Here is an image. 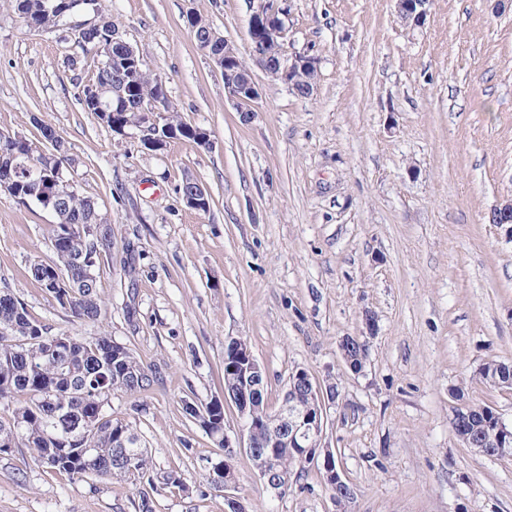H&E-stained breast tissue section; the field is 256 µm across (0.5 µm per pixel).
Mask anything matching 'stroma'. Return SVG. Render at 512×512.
Listing matches in <instances>:
<instances>
[{
  "instance_id": "stroma-1",
  "label": "stroma",
  "mask_w": 512,
  "mask_h": 512,
  "mask_svg": "<svg viewBox=\"0 0 512 512\" xmlns=\"http://www.w3.org/2000/svg\"><path fill=\"white\" fill-rule=\"evenodd\" d=\"M288 51L316 57L301 98L261 68L260 98L237 112L224 76L199 48V13L247 53L248 0H108L112 24L166 82L210 143L144 147L84 110L91 63L68 27L35 32L0 0V131L38 139L51 125L76 160L70 174L112 224L101 265L102 314L80 324L34 282L53 262L54 216L0 193V292L52 333H101L133 349L161 379L137 410L113 416L147 440L162 491L155 512H224L206 484L222 457L182 400L224 393V342L246 339L278 406L292 372L337 381L326 441L354 498L346 512H512V456L490 458L453 433L464 391L512 427V389L485 386L481 366L512 360V240L492 224L512 198V10L497 0H431L422 27L393 0H286ZM211 196L188 208L185 179ZM376 331L361 373L340 344ZM235 496L247 512H337L320 468L272 497L237 453ZM0 512H138L132 480L69 479L27 449L0 455Z\"/></svg>"
}]
</instances>
